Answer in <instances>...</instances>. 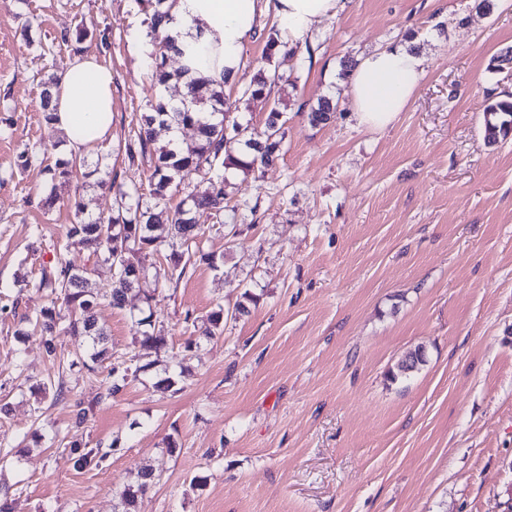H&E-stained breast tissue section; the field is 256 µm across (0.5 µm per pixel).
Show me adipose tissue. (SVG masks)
<instances>
[{
	"mask_svg": "<svg viewBox=\"0 0 512 512\" xmlns=\"http://www.w3.org/2000/svg\"><path fill=\"white\" fill-rule=\"evenodd\" d=\"M340 0H166L180 43L200 39L203 48L182 58L190 76L205 75L236 85L243 56L257 22L274 11L280 45L296 47L324 19L335 16ZM425 60L405 46L378 47L361 57L347 75L359 125L382 129L408 106L424 73ZM52 120L70 153L83 154L106 137L112 124V73L96 56L78 57L53 90Z\"/></svg>",
	"mask_w": 512,
	"mask_h": 512,
	"instance_id": "adipose-tissue-1",
	"label": "adipose tissue"
}]
</instances>
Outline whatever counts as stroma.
Masks as SVG:
<instances>
[{"label": "stroma", "mask_w": 512, "mask_h": 512, "mask_svg": "<svg viewBox=\"0 0 512 512\" xmlns=\"http://www.w3.org/2000/svg\"><path fill=\"white\" fill-rule=\"evenodd\" d=\"M341 0L304 39L273 98L286 108L280 160L228 172L223 224L199 222L218 268L197 266L151 302L167 336L140 345L125 309L95 310L114 352L153 368L103 399L106 370L57 369L26 320L49 301L25 288L0 314V489L9 512H119L142 467L156 483L137 512H512V136L484 138V109L512 94V0ZM138 0H0V290L34 280L64 243L92 263L70 200L92 214L114 194L81 176L50 186L18 154L39 145L66 158L63 134L39 108L42 84L80 43L112 71L114 121L87 154L101 179L147 183L118 153L131 120L160 89ZM406 44L425 73L382 130L360 126L344 63ZM249 75L224 109L262 129L270 100ZM336 116L311 126L318 99ZM56 193L44 211L41 201ZM246 311L235 314L237 304ZM232 318L202 338L216 305ZM424 347L427 363L392 383L389 369ZM24 357V371L15 368ZM62 377L87 415L36 388ZM105 456L78 467L69 443Z\"/></svg>", "instance_id": "1"}]
</instances>
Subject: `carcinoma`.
<instances>
[{
	"label": "carcinoma",
	"mask_w": 512,
	"mask_h": 512,
	"mask_svg": "<svg viewBox=\"0 0 512 512\" xmlns=\"http://www.w3.org/2000/svg\"><path fill=\"white\" fill-rule=\"evenodd\" d=\"M164 0H139L148 16L150 33L158 40V52L154 58V72L157 84H164L170 73L166 70L169 52L184 53L175 45V39L168 32L172 21L169 12L160 9ZM295 55V50L280 48L275 34H270L266 43L264 60H286ZM283 79L275 72L268 77L263 72L253 76L246 92L251 98L267 99L272 85ZM189 99L175 105L159 96L150 104V111L140 113L135 126L131 127L122 147L123 159L128 168H139L145 160L153 163L149 195L145 202L139 194L140 187L128 190L118 189L116 206L106 215L89 216L66 228V236L78 237L91 249L94 261L83 267H76L68 261L62 248H54L49 264L43 266L38 288L46 291L52 306L42 309L35 317L28 319L33 331L44 336L47 355L57 357L56 341L60 336H73L83 343L79 360L91 372L98 366L110 362L106 377V397L120 393L129 381L146 372L152 363L138 364L134 357L116 354L107 346V334L96 321L94 309L109 303L115 308L125 305L128 294L136 292L142 296L143 307L134 318L141 344L157 351L166 345V336L155 330L150 302L153 292L160 285L170 288L178 286L198 265L217 267V254L201 246L203 231L197 215L206 213L216 224L224 223V200L229 185L227 170L242 171L246 174L261 171L272 165L281 156L284 139L283 112L278 102H273L264 127L257 132L244 125L238 130L239 122H225L224 84L206 77H199L187 84ZM336 112V104L330 98H321L310 108L308 119L311 125L326 124ZM485 114V138L494 145L508 137L512 131V97L488 104ZM170 130L174 127L191 128L196 132L195 140L181 147L177 140H171L169 147L155 146L156 128ZM87 160L74 159L57 161L44 167V173L52 182L65 179L78 168L88 178L98 169L87 170ZM203 176L209 182L206 191L200 193L192 187L195 177ZM176 194L182 198L175 206L170 200ZM165 254L167 268L154 275L143 274L137 279L130 276L125 265L141 263L144 252ZM115 268L109 291L98 293L90 288L99 264ZM422 348L409 353L396 368L388 373V380L395 383L406 379L420 370L425 360L420 358ZM155 482L153 473L140 470L134 483L127 485L120 494L121 512H136L138 498L146 494Z\"/></svg>",
	"instance_id": "carcinoma-1"
}]
</instances>
